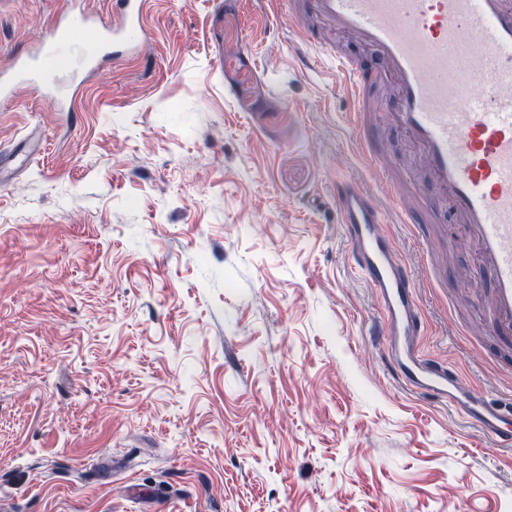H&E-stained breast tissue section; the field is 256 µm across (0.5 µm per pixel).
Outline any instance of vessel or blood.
<instances>
[{"mask_svg": "<svg viewBox=\"0 0 512 512\" xmlns=\"http://www.w3.org/2000/svg\"><path fill=\"white\" fill-rule=\"evenodd\" d=\"M288 24L308 42L327 28L354 37L374 51L380 70L335 53L336 73L353 100L350 124L357 145L372 162L376 184L394 203L398 221L414 211L403 202L410 188L391 177L370 137L379 107L370 86L389 77L387 113L419 146L440 197L477 240L481 271L489 280L492 318L486 331L502 348L512 347V0H284ZM150 0H112L121 26L90 21L80 12L61 16L44 45L56 73L95 69L105 57L129 53L146 37ZM90 29L95 47L77 48ZM29 58H19L12 77L0 78V98L14 81L39 76ZM336 212L351 251L349 267L373 289L379 318L370 329L381 337L388 363L405 389L448 404L496 447H512L503 412L477 386L431 358L420 347L427 322L414 298V277L386 229L377 200L357 182L337 180Z\"/></svg>", "mask_w": 512, "mask_h": 512, "instance_id": "1", "label": "vessel or blood"}]
</instances>
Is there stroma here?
<instances>
[{
    "mask_svg": "<svg viewBox=\"0 0 512 512\" xmlns=\"http://www.w3.org/2000/svg\"><path fill=\"white\" fill-rule=\"evenodd\" d=\"M0 0V73L68 9ZM70 111L0 101V512H512V449L404 389L332 187L378 188L336 63L269 0H153ZM383 155L420 198L418 147ZM390 231L426 352L512 405L452 211Z\"/></svg>",
    "mask_w": 512,
    "mask_h": 512,
    "instance_id": "1",
    "label": "stroma"
}]
</instances>
